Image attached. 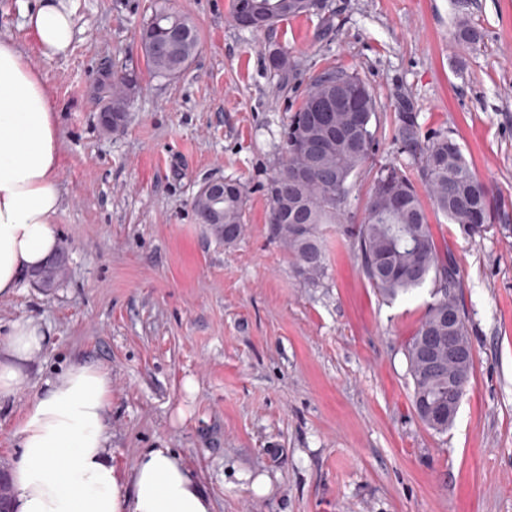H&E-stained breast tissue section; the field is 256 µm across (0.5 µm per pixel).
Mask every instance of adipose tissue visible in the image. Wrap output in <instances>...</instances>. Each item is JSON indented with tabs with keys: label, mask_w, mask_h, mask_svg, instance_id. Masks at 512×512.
Returning a JSON list of instances; mask_svg holds the SVG:
<instances>
[{
	"label": "adipose tissue",
	"mask_w": 512,
	"mask_h": 512,
	"mask_svg": "<svg viewBox=\"0 0 512 512\" xmlns=\"http://www.w3.org/2000/svg\"><path fill=\"white\" fill-rule=\"evenodd\" d=\"M24 27L49 60L75 38L68 0H35ZM61 137L53 99L24 48L0 38V298L57 250L53 220L62 204ZM50 341L28 319L0 343V402L25 387L27 366ZM112 372L74 362L48 379L19 425L11 463V512H213L211 497L175 451L150 448L132 470L114 462L108 414Z\"/></svg>",
	"instance_id": "ef3b65f1"
}]
</instances>
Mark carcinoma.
<instances>
[{
  "label": "carcinoma",
  "instance_id": "obj_1",
  "mask_svg": "<svg viewBox=\"0 0 512 512\" xmlns=\"http://www.w3.org/2000/svg\"><path fill=\"white\" fill-rule=\"evenodd\" d=\"M326 8V0H231L233 21L239 22V16L246 12L257 20L256 30ZM156 30L173 32L178 40L171 51L162 53L141 42L146 65L157 78H175L199 50L198 30L188 17L162 6L154 9L141 34ZM455 37L473 47L481 42L480 32L463 17L456 23ZM270 65L285 75L303 66V60L288 49H279L270 55ZM338 79L354 90V100L364 111L365 123L356 128L352 126L351 113L335 111L326 132L322 130L325 100ZM128 83L127 77L114 74L112 83L100 84L105 103L112 106V111H130ZM377 112L374 91L357 74L332 69L310 81L283 129L284 158L266 185L268 224L273 238L287 247L299 276L307 283L319 282L327 272L320 226L337 224L344 218L352 181L365 170L376 144L377 128L373 122L377 121ZM308 131L314 133L315 142L321 147L324 169L294 185L289 181L292 170L309 164L308 155L295 148L294 141ZM394 138L401 153L419 158L417 173L432 206L457 225L462 235L481 237L492 230L512 233L511 225L496 223L500 199L494 189L472 170L448 134L438 133L421 141L416 113L405 107L395 116ZM372 181L362 223L343 225V234L357 247L370 285L388 298L406 294L433 277L435 300L408 341L406 358L415 410L428 428L443 432L457 414L473 368L465 315L456 296L458 268L450 253L439 251L407 167L382 166L376 169ZM245 200L246 191L240 182L224 185V224L235 239L242 232ZM450 335L462 354L460 359H448ZM429 346L441 361L438 367L428 365L423 358Z\"/></svg>",
  "mask_w": 512,
  "mask_h": 512
}]
</instances>
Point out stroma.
I'll return each mask as SVG.
<instances>
[{
  "label": "stroma",
  "instance_id": "obj_1",
  "mask_svg": "<svg viewBox=\"0 0 512 512\" xmlns=\"http://www.w3.org/2000/svg\"><path fill=\"white\" fill-rule=\"evenodd\" d=\"M30 2L0 0V37L24 47L55 100L54 229L68 265L56 287L27 279L0 299V339L18 318L52 335L24 389L0 404V469L33 397L80 359L112 371L116 463L129 470L145 449H174L214 512H512V236L467 240L428 213L457 263L473 352L455 420L437 433L415 413L405 355L434 282L385 300L327 224V273L305 283L270 233L262 189L301 92L341 68L378 95L370 167L410 163L393 141L410 103L421 135L451 136L512 225V0H327L262 31L235 25L230 0H167L200 36L169 80L150 75L140 46L152 0H73V48L52 61L22 26ZM460 13L482 32L480 49L455 41ZM280 47L304 61L287 82L269 63ZM107 65L135 84L128 122L112 133L98 120ZM220 178L247 187L230 244L194 210ZM261 475L264 493L253 487Z\"/></svg>",
  "mask_w": 512,
  "mask_h": 512
}]
</instances>
